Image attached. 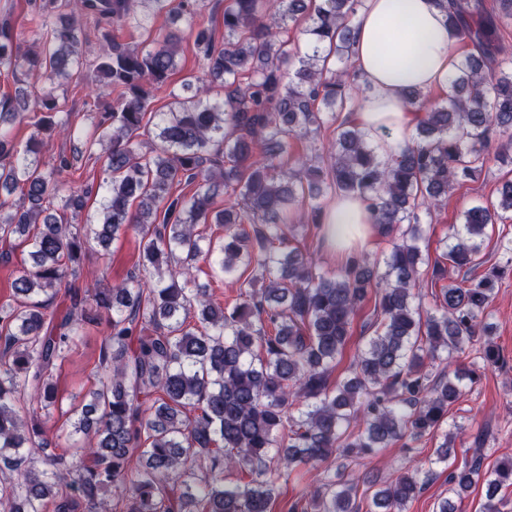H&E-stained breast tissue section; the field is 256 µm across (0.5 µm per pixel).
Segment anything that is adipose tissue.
I'll list each match as a JSON object with an SVG mask.
<instances>
[{
  "instance_id": "obj_1",
  "label": "adipose tissue",
  "mask_w": 512,
  "mask_h": 512,
  "mask_svg": "<svg viewBox=\"0 0 512 512\" xmlns=\"http://www.w3.org/2000/svg\"><path fill=\"white\" fill-rule=\"evenodd\" d=\"M454 44L435 0H364L353 60L371 93L350 118L378 135L382 156L398 153L412 138L415 115L405 104L408 92L447 91L460 62Z\"/></svg>"
}]
</instances>
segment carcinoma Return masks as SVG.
<instances>
[{"mask_svg":"<svg viewBox=\"0 0 512 512\" xmlns=\"http://www.w3.org/2000/svg\"><path fill=\"white\" fill-rule=\"evenodd\" d=\"M435 2L471 49L444 101L408 93L410 109L423 114L420 140L386 159L365 130L340 118L368 92L352 62L363 0H224L220 42L196 23L197 0H39L25 52L14 27L0 22V72L46 74L36 98L22 91L0 98V191L23 197L19 206L0 199V238H25L31 260L0 304V503L9 512H271L293 469L372 455L447 421L472 378L460 355L486 330L499 269L449 282L435 309H423L413 293L425 264L421 214L475 181L492 134L509 135L504 148H512V48L499 29L512 0ZM161 13L184 29H158L147 45L105 31L100 53L84 56L82 20L145 29ZM291 23L304 25L307 39L290 48ZM185 29L203 75L182 82L170 111L152 112L151 89L176 73ZM87 70L116 97L84 142L105 155L106 177L77 190L61 181L71 159L46 158L42 148L71 133L59 117L66 86ZM215 86L224 98L210 96ZM17 121L31 128L23 147L5 129ZM328 124L336 126L328 164L312 145L282 161L289 140ZM150 125L146 142L140 136ZM221 186L227 200L216 210ZM496 192L452 227L435 277L476 266L488 225L512 220V179ZM337 194L360 198L377 234L399 236L382 272L356 255L328 277L315 272L312 254L289 245L286 231L300 228L295 203L310 202L325 241L326 200ZM93 195L99 207L81 225ZM202 224L223 227L224 236L204 234ZM129 228L141 235L142 251L127 278L77 286L93 244ZM201 261L214 278L250 269L267 286L244 291L229 311L208 288L188 287ZM372 289L375 335L354 357L350 377L333 382ZM103 321L95 384L66 419L84 446L76 460L50 454L39 469L32 452L48 447L42 418L59 404L53 373L74 338ZM437 361L446 368L435 377L429 367ZM357 420L362 428L346 433ZM450 455L445 439L429 460L448 466V492L460 498L480 482L481 512H504L499 492L512 485V460L484 470L476 458L450 464ZM245 467L251 480L226 482L224 471ZM418 473L377 489L373 512H405L423 489ZM300 512H362L354 481H338L327 468L317 473Z\"/></svg>","mask_w":512,"mask_h":512,"instance_id":"cac0c4a2","label":"carcinoma"}]
</instances>
